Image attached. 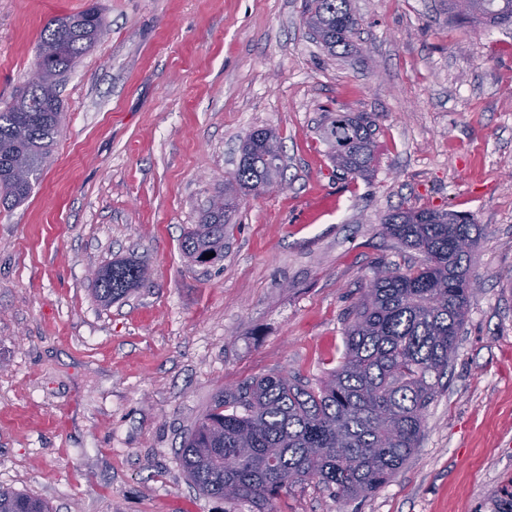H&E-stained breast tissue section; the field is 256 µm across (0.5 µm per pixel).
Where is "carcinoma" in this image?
Listing matches in <instances>:
<instances>
[{"mask_svg":"<svg viewBox=\"0 0 512 512\" xmlns=\"http://www.w3.org/2000/svg\"><path fill=\"white\" fill-rule=\"evenodd\" d=\"M462 23L512 25V0H448ZM306 24L329 54L355 48L360 20L350 0H311ZM106 23L95 7L54 16L44 27L38 71L0 110V203L24 202L48 162L62 122L58 86L99 41ZM376 124L367 113L338 112L326 127L332 161L344 173L370 174L377 162ZM275 132L258 129L242 142V162L231 179L256 194L281 174ZM23 158L28 180L13 179ZM208 207L184 234L181 249L193 262L224 258V233L237 198ZM385 235L424 259L413 272L372 276L345 329L341 363L316 387L274 374L226 389L196 422L179 452L183 470L203 494L274 512L282 492L315 479L339 498L375 493L403 468L422 435L425 413L445 388L466 322L476 225L454 210H398L382 222ZM148 280L146 266L114 260L99 269L94 294L105 305ZM0 512H51L40 498L0 488Z\"/></svg>","mask_w":512,"mask_h":512,"instance_id":"carcinoma-1","label":"carcinoma"}]
</instances>
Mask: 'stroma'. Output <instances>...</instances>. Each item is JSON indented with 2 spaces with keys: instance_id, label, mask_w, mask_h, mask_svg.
<instances>
[{
  "instance_id": "35a3bbf8",
  "label": "stroma",
  "mask_w": 512,
  "mask_h": 512,
  "mask_svg": "<svg viewBox=\"0 0 512 512\" xmlns=\"http://www.w3.org/2000/svg\"><path fill=\"white\" fill-rule=\"evenodd\" d=\"M97 6L107 35L61 88L29 199L0 207V488L53 512H234L177 450L221 391L279 372L316 385L376 267L422 256L383 235L398 208L477 225L471 303L418 446L365 498L309 480L276 512H497L512 491V27L442 0H352L357 52L331 57L306 0H0V108L38 70L46 21ZM377 124L370 177L336 171V110ZM274 129L280 186L242 196L223 260L181 239L223 193L246 135ZM136 256L111 306L91 270Z\"/></svg>"
}]
</instances>
